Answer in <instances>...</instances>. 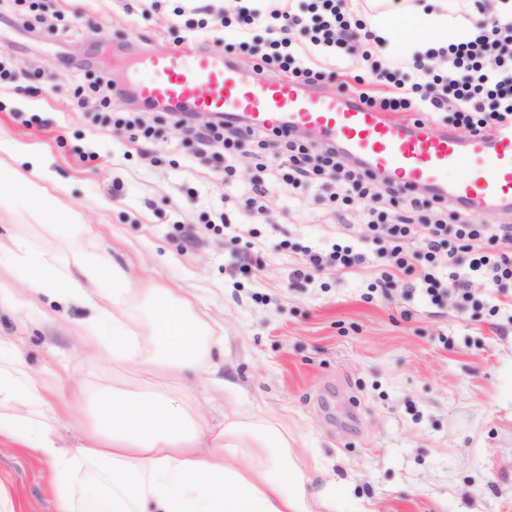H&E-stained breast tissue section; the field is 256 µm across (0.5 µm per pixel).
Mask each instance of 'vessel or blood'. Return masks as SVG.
Listing matches in <instances>:
<instances>
[{"label": "vessel or blood", "mask_w": 512, "mask_h": 512, "mask_svg": "<svg viewBox=\"0 0 512 512\" xmlns=\"http://www.w3.org/2000/svg\"><path fill=\"white\" fill-rule=\"evenodd\" d=\"M136 77L145 103L221 112L260 128L313 131L402 186L426 187L463 209L493 204L512 211V127L463 141L448 129L433 133L366 109L345 93L306 90L284 78L249 79L236 64L206 52L147 58Z\"/></svg>", "instance_id": "vessel-or-blood-1"}]
</instances>
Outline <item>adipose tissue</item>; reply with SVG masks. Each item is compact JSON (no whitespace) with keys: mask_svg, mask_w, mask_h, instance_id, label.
Instances as JSON below:
<instances>
[{"mask_svg":"<svg viewBox=\"0 0 512 512\" xmlns=\"http://www.w3.org/2000/svg\"><path fill=\"white\" fill-rule=\"evenodd\" d=\"M416 24L417 40L447 44L470 25L454 0H402L399 8L365 13L383 42L397 38V16ZM17 265L50 273L66 285L69 297L94 305L86 283L108 282L113 307L126 303L128 280L118 269L105 270L95 259L59 263L29 241L16 242ZM40 277L31 281L42 290ZM183 310L167 324L146 319L130 328L112 320V342L105 347L114 367L134 364L145 375L181 377L196 372L201 352L183 340ZM11 339L0 336V398L19 404L0 432L20 441L52 464L54 512H325L329 497L309 499L303 472L289 452L286 427L265 419L225 421L215 431L170 405L163 396L134 403L116 395L105 401L80 447L60 444L54 422L32 421L29 406H45L49 388L13 357Z\"/></svg>","mask_w":512,"mask_h":512,"instance_id":"adipose-tissue-1","label":"adipose tissue"}]
</instances>
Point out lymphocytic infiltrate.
<instances>
[{
    "label": "lymphocytic infiltrate",
    "mask_w": 512,
    "mask_h": 512,
    "mask_svg": "<svg viewBox=\"0 0 512 512\" xmlns=\"http://www.w3.org/2000/svg\"><path fill=\"white\" fill-rule=\"evenodd\" d=\"M266 8L238 7L224 16V26L248 30L265 22L268 37L255 48L253 72L260 77L283 75L308 88L321 87L324 69L316 53L328 55L362 44L359 61L368 76H356L359 102L379 112L448 113L453 127L478 133L512 122V0H500L492 15L473 18V31L448 46L415 53L411 62L394 65L376 58L378 40L364 22L349 10L347 0H266ZM300 31L312 45L298 48L291 34ZM384 86L378 95L366 89V81ZM176 129L191 137L201 151L219 147L229 163L225 177H232L234 158L241 143H251L256 167L267 170L264 152L271 133L228 120L195 125L189 116L175 113ZM283 150L276 174L295 189L315 184L330 186L328 201L338 219H345L356 199L373 201L367 228L377 245L381 269L373 284L383 291L401 276L413 275L432 303H439L443 288L440 271H447L460 304L473 300L470 273L488 278L494 285H512V225L472 224L461 210L449 209L440 196L424 197L404 189L361 164L348 165L334 143L313 149L280 132ZM450 219H443V212ZM365 255L351 243L334 245L329 254L307 253L305 265L321 273L347 271L365 264Z\"/></svg>",
    "instance_id": "1"
}]
</instances>
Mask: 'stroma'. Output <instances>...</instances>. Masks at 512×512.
<instances>
[{
	"label": "stroma",
	"mask_w": 512,
	"mask_h": 512,
	"mask_svg": "<svg viewBox=\"0 0 512 512\" xmlns=\"http://www.w3.org/2000/svg\"><path fill=\"white\" fill-rule=\"evenodd\" d=\"M0 0V52L16 79L0 84V140L33 147L60 219L43 218L25 190L32 167L0 151V171L20 189L0 204V336L50 386L73 378L83 399L58 426L77 446L102 399L147 388L134 369L115 371L81 336L91 312L29 290L11 261L19 240L48 252L97 256L130 275L127 313L142 315L145 288L189 299L212 333L199 336L203 366L168 393L212 426L225 417L287 426L296 464L334 512H512V288L474 281L473 302L453 293L432 304L421 289L370 293L379 260L365 226L369 201L348 224L330 214L324 188L299 196L268 183L253 240L230 242L215 224H240L238 201L256 174L252 145L235 174L224 153L200 156L161 108L110 96L77 103L74 90L100 70L125 79L137 57L189 46L219 51L242 69L248 33L200 25L191 0ZM106 49H99L98 39ZM130 119L115 126L114 117ZM153 128L134 141V119ZM78 215V223L67 220ZM346 240L366 254L348 272L297 275L298 260ZM50 465L0 438V489L14 512H52Z\"/></svg>",
	"instance_id": "obj_1"
}]
</instances>
